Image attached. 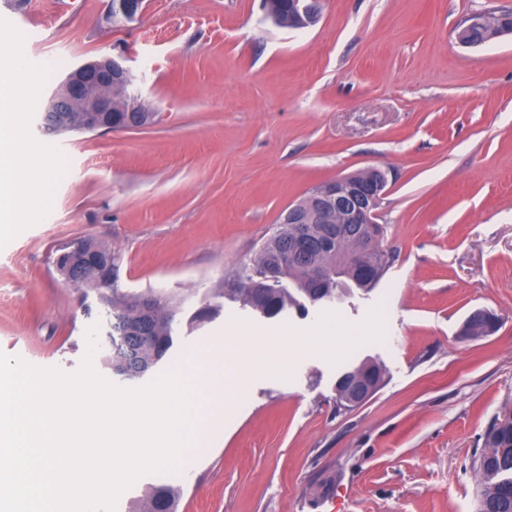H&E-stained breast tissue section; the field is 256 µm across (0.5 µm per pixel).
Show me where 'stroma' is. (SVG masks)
Returning <instances> with one entry per match:
<instances>
[{
  "label": "stroma",
  "mask_w": 512,
  "mask_h": 512,
  "mask_svg": "<svg viewBox=\"0 0 512 512\" xmlns=\"http://www.w3.org/2000/svg\"><path fill=\"white\" fill-rule=\"evenodd\" d=\"M512 0H325L319 23L276 26L263 0H145L112 23L106 0H0V54L43 59L24 86L22 149L63 160L52 204L0 237V351L75 371L105 324L53 259L88 237L118 255V286L163 294L175 314L165 372L223 345L236 322L266 331L269 375L180 471L178 512H476L485 434L512 412V38L458 46L469 14ZM124 54L129 93L154 114L133 130L45 135L47 91L82 62ZM385 171L373 290L267 318L226 286L253 265L282 212L316 185ZM220 309L200 322L202 302ZM497 330L462 333L475 310ZM358 330L332 356L275 370L281 334L326 318ZM365 362L383 381L336 409V381Z\"/></svg>",
  "instance_id": "35a3bbf8"
}]
</instances>
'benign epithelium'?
I'll return each mask as SVG.
<instances>
[{"mask_svg": "<svg viewBox=\"0 0 512 512\" xmlns=\"http://www.w3.org/2000/svg\"><path fill=\"white\" fill-rule=\"evenodd\" d=\"M107 2L110 16L136 18L143 11V0ZM322 10L323 0H294L288 7L284 27L296 30L311 27L320 20ZM473 25L485 33V39L477 44L470 40L468 34ZM506 35H512V25L505 22V16L484 10L468 15L461 22L456 31V41L462 47L476 48ZM129 81L128 69L111 56L78 65L51 93L40 117L39 128L50 135L136 128L137 119L130 113L147 111L141 104L126 108L127 116L113 115L116 111L114 92ZM386 186V174L377 168L319 184L306 200L289 206L282 213L281 223L328 224L327 236L338 241L349 240L347 225H363L361 234L352 239L347 266L356 275H369L374 268L373 262L384 254L377 225ZM54 266L66 282L82 289L83 296L92 293L101 305L112 300L114 257L107 248L89 238L74 239L59 249ZM126 302L144 317L154 314L163 305L162 297L152 294L129 293ZM375 373L374 364L370 363L342 379L344 385H355L351 397L353 402L361 405L370 397L373 390L371 378Z\"/></svg>", "mask_w": 512, "mask_h": 512, "instance_id": "obj_1", "label": "benign epithelium"}]
</instances>
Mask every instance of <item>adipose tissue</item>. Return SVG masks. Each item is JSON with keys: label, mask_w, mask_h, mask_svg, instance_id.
Returning a JSON list of instances; mask_svg holds the SVG:
<instances>
[{"label": "adipose tissue", "mask_w": 512, "mask_h": 512, "mask_svg": "<svg viewBox=\"0 0 512 512\" xmlns=\"http://www.w3.org/2000/svg\"><path fill=\"white\" fill-rule=\"evenodd\" d=\"M22 52L13 49L0 66V234L35 205L48 203L50 188L58 171L44 168L33 171L19 157L21 120L19 114L18 80L36 83L41 72L24 67Z\"/></svg>", "instance_id": "adipose-tissue-1"}]
</instances>
